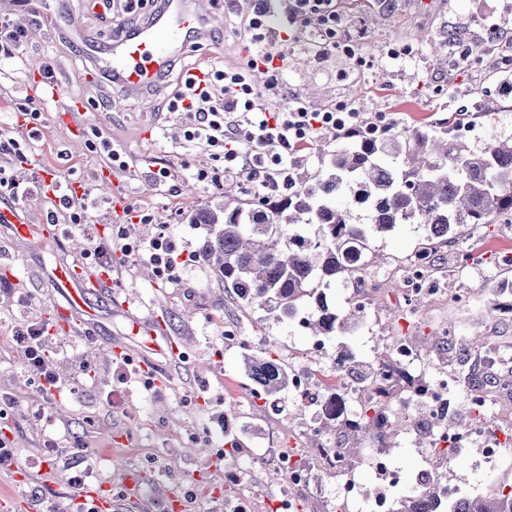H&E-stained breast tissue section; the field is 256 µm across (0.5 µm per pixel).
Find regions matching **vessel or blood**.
I'll use <instances>...</instances> for the list:
<instances>
[{"label": "vessel or blood", "mask_w": 512, "mask_h": 512, "mask_svg": "<svg viewBox=\"0 0 512 512\" xmlns=\"http://www.w3.org/2000/svg\"><path fill=\"white\" fill-rule=\"evenodd\" d=\"M211 13L202 0H160L149 11L145 22L134 29H120L108 48L86 40L87 57L99 71L123 85L128 96L136 97L153 87L171 61L192 44L212 32ZM55 279L65 302L56 306L57 327L68 331L72 310H83L95 317V297L112 291L108 272L88 268L79 262L57 267ZM79 499L91 503L95 512H115L112 487L106 483L87 484Z\"/></svg>", "instance_id": "1"}]
</instances>
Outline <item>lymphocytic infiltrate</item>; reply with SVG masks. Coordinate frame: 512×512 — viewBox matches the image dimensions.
<instances>
[{"label": "lymphocytic infiltrate", "instance_id": "f902f5d3", "mask_svg": "<svg viewBox=\"0 0 512 512\" xmlns=\"http://www.w3.org/2000/svg\"><path fill=\"white\" fill-rule=\"evenodd\" d=\"M334 9L333 0H253L247 17L250 69L211 66L197 74L184 70L168 109L192 114L186 141L218 162L212 170H199V181L218 185L225 173L238 172L260 193L290 188L289 172L298 152L308 149L327 128L350 129L359 123L356 112L318 111L297 100L284 101L279 86L288 68V47L295 44L303 17ZM258 65L265 68L260 84L251 74ZM131 258L149 261L166 277L174 276L186 262L176 241L162 233L143 241ZM15 342L24 371L40 392L78 396L77 386L46 368L53 347L47 321L26 325Z\"/></svg>", "mask_w": 512, "mask_h": 512}]
</instances>
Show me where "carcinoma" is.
<instances>
[{
	"label": "carcinoma",
	"instance_id": "obj_1",
	"mask_svg": "<svg viewBox=\"0 0 512 512\" xmlns=\"http://www.w3.org/2000/svg\"><path fill=\"white\" fill-rule=\"evenodd\" d=\"M458 118L449 116L406 138L374 135L363 128L351 135L334 132L322 139H344L332 151L326 170L298 179V185L269 198L236 197L229 187L224 203L195 213L206 235L202 262L233 290L246 307H256L278 322L289 321L303 306L311 309L314 334L344 336L359 325L354 309L340 314L325 305L324 289L336 282L358 285L369 261L370 239L398 224H422L435 249L454 242L465 226L512 224V137L483 149L454 133ZM363 197L367 222H352L340 197ZM512 314V280L494 289L488 312ZM464 353L468 377L491 367L499 352L489 336H475ZM249 378L264 394L288 388L290 373L263 352L247 361ZM369 403L355 419L342 414L324 418L321 429L356 439L377 434ZM398 512H512V491L483 494L454 503L439 486L425 485L400 501Z\"/></svg>",
	"mask_w": 512,
	"mask_h": 512
}]
</instances>
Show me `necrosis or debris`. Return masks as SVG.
I'll return each mask as SVG.
<instances>
[{
	"mask_svg": "<svg viewBox=\"0 0 512 512\" xmlns=\"http://www.w3.org/2000/svg\"><path fill=\"white\" fill-rule=\"evenodd\" d=\"M430 271L431 255L421 247L415 249L396 270V277L404 285L402 298L408 315H418L422 299L437 296ZM304 360L303 367L292 371L288 391L313 397L309 431L318 430L322 419L335 409L351 414L368 402L378 403V418L384 425L395 414L438 420L437 429L428 438H419L412 430L406 433L420 457L416 485L437 482L441 485L442 494L449 498L468 496V489L443 480L442 454L446 451L453 454L469 453L474 458L475 466L487 471L512 464V445L507 444L502 429L488 420L493 393L468 389L465 394L468 423L444 424V417L456 410L453 392L461 382L444 371L438 372L435 377H427L425 357L408 337H391L387 358L374 361L372 368L378 377L377 383L345 379L338 382L336 394L332 397L321 394L320 377L350 368L356 360L355 353L331 350L328 336L310 334ZM363 457L367 469L375 475L379 484L378 489L370 495L366 494L364 484L350 468L344 452L332 448H321L314 454L305 448L275 449L270 456V465L286 484L285 491L275 501L277 512H294L295 493L319 488V477L323 474L334 478L329 493L341 512H349L356 505L360 506L361 512H397L399 503L388 489L398 483L399 474L392 466L389 448L382 444L375 445L365 449ZM249 485L247 471L233 463H225V512H257L258 503L249 493Z\"/></svg>",
	"mask_w": 512,
	"mask_h": 512,
	"instance_id": "4bbe7bcc",
	"label": "necrosis or debris"
}]
</instances>
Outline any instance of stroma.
Segmentation results:
<instances>
[{
  "label": "stroma",
  "instance_id": "stroma-1",
  "mask_svg": "<svg viewBox=\"0 0 512 512\" xmlns=\"http://www.w3.org/2000/svg\"><path fill=\"white\" fill-rule=\"evenodd\" d=\"M349 35L362 47L365 64L352 70L344 58L317 56L304 46L288 54V71L282 80L283 94L314 109H326L337 100L350 99L367 125L384 120L385 131H413L420 124L447 118L457 110L467 111V141L483 148L494 139L512 137V92L502 79H489L496 69L495 55L461 56L448 46V33L462 32L465 43L481 41L487 29L512 36V0H336ZM31 14L40 23L32 27L22 56L0 62V140L16 135L18 100L29 97L28 74L33 64L51 63L60 87L58 96L32 99L39 110L36 133L28 151L37 155L43 168L59 169L64 179L82 183L89 199L96 202L87 228L72 227L58 240L21 238L11 225L0 223V396L14 404L8 412L10 437L18 450L19 464L38 456L45 465L30 472L28 480L54 499L58 512H69V473L57 459L51 443H83L96 483L120 486L126 471L140 472L145 503L161 512L167 494L179 493L191 484L204 487L202 496L188 500L187 512H215L214 488L224 484L223 466L209 467L204 455L191 450L185 438L191 431L209 427L214 411L242 418L254 435L269 439L274 448H307L311 442L291 419L305 407L286 393L253 400L243 364L245 350L265 349L270 356L293 351L303 356L304 332L294 324L260 319L258 312L240 307L235 295L204 264L179 270L175 276L159 277L149 263L126 260L120 248L142 241L157 232L174 238L186 252L198 251L205 231L192 223L201 208L220 204L217 187L196 179L198 170L211 168L207 153L190 146L183 137L189 117L171 112L167 101L179 82L178 71H170L158 87L138 98L94 71L79 41L66 33L67 23L83 26L99 44H107L114 27L111 13L94 8L93 0H28ZM218 39L205 40L185 63H207L234 67L245 44V19L249 0H213ZM392 41L414 44L412 54L390 57L385 46ZM440 43L433 53L432 43ZM479 90L494 120L470 114L471 90ZM30 98V97H29ZM83 102L84 110L69 113L59 122L65 104ZM86 137L99 132L122 150L127 169L114 175L128 203L139 211L138 219L116 224L111 218L112 200L98 186L95 174L102 162L90 151L85 139L73 141V128ZM165 168L167 183L149 182L151 172ZM0 196V208L16 205ZM28 224L41 226L48 219L68 224L70 213L59 208L53 196H27L18 203ZM112 242L113 301L96 303L97 343H87L81 333L82 317H69L71 330L56 337L57 354L50 368L67 382L80 381V398L43 401L48 421H36L30 405L40 399L38 387L26 382L20 355L7 340L27 322L51 319L54 306L63 298L51 275L59 265L72 261L77 246L91 248L95 239ZM426 240L423 226L400 224L371 242V271L403 260ZM482 244L488 258L476 277H451L440 281L441 296L427 301L418 316L410 317L400 303L402 285L381 281L379 299L368 323L345 336H336L332 346L358 350L361 359H373L383 339L410 336L416 343L440 335L444 327L458 336L448 349L430 353L427 373L440 369L459 374L458 363L471 336L495 337L506 353L499 374L512 372V314L479 318L491 289L502 275L501 252H512V224H481L465 232L456 243L440 252L442 267H451L457 252L472 243ZM469 297L467 304L454 302L455 293ZM236 323L245 345L222 346L216 318ZM159 349L151 351L148 339ZM125 344L129 354L150 363L160 383L144 388L138 379L117 383L108 343ZM41 400V399H40ZM153 466H146L145 456ZM452 484L471 485L492 494L512 486V470L497 473L476 470L471 455H456L448 469Z\"/></svg>",
  "mask_w": 512,
  "mask_h": 512
}]
</instances>
